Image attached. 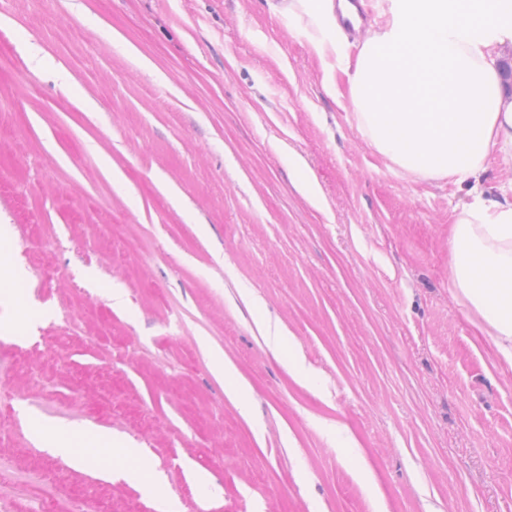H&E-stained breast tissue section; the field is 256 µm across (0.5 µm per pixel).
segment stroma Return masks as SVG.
Masks as SVG:
<instances>
[{"label": "stroma", "instance_id": "stroma-1", "mask_svg": "<svg viewBox=\"0 0 512 512\" xmlns=\"http://www.w3.org/2000/svg\"><path fill=\"white\" fill-rule=\"evenodd\" d=\"M289 2L0 0V225L30 283L0 306V512H512V370L449 272L472 197L370 144ZM58 428L136 470L33 438ZM54 454L66 456L90 467L106 479L121 474L135 464V457L139 454L138 448H129L123 444L95 443L97 451H90L89 442L65 428H59L50 442L44 445Z\"/></svg>", "mask_w": 512, "mask_h": 512}]
</instances>
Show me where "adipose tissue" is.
I'll list each match as a JSON object with an SVG mask.
<instances>
[{
    "instance_id": "obj_1",
    "label": "adipose tissue",
    "mask_w": 512,
    "mask_h": 512,
    "mask_svg": "<svg viewBox=\"0 0 512 512\" xmlns=\"http://www.w3.org/2000/svg\"><path fill=\"white\" fill-rule=\"evenodd\" d=\"M308 39L327 71L348 70L350 100L372 145L400 168L470 187L448 239L451 278L493 338V357L512 369V204L485 198L489 159L512 160V93L500 46L512 43V0H376L379 22L350 60L333 0H299ZM0 228V298L23 301L28 279L11 265ZM52 453L111 479L135 464L137 449L88 441L60 428Z\"/></svg>"
}]
</instances>
